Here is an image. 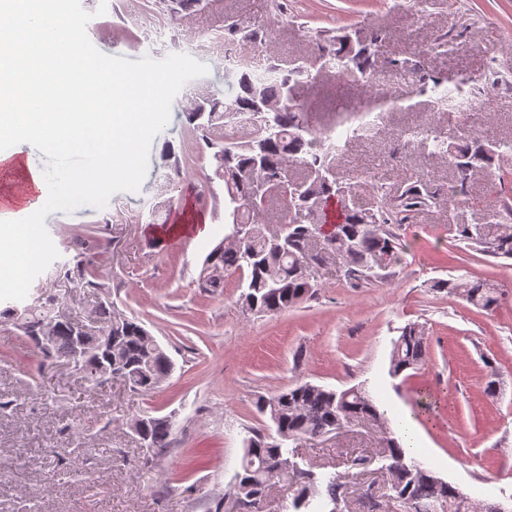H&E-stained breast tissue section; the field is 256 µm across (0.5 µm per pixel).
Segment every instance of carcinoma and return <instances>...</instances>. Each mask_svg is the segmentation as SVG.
<instances>
[{"label": "carcinoma", "instance_id": "cac0c4a2", "mask_svg": "<svg viewBox=\"0 0 512 512\" xmlns=\"http://www.w3.org/2000/svg\"><path fill=\"white\" fill-rule=\"evenodd\" d=\"M224 33L240 47L256 48L258 32L238 21L224 20ZM386 31L324 29L316 32L313 56L283 69L276 63L246 66L236 74L240 92L230 101L204 98L197 106L208 120L189 113L192 132L212 150L214 177L224 182V215L244 233L234 242L216 245L203 261L199 281L204 288L224 287L229 273L239 275L243 288L237 304L244 313H279L312 297L331 266L358 286L383 278L401 265L407 246L395 227L412 222L433 207L457 206L472 176L483 175L491 185L512 179V139L496 140L459 126L444 135L430 125L400 130L399 139L427 155L448 162V183L433 188L417 180L404 181L396 190L381 182L373 171H362L355 179L336 176V158L354 139L369 136L375 123L355 126L350 119L330 123L318 131L299 90L315 79L313 72L334 79L355 78L369 82L377 67L378 52ZM384 66L394 73H411L420 83V93L433 98L442 110L465 116L486 87L468 78L454 86L441 76L425 71L420 62L388 58ZM265 103L278 106L267 135L253 136L251 120ZM263 178L266 191L253 194L254 181ZM331 200L341 211L336 234L319 240L325 208ZM280 226L276 241L270 225ZM465 247L495 259H512V204L487 209L472 221L450 229ZM434 288L475 308L491 310L500 301L499 288L488 280L455 278L437 281ZM64 303L56 294H40L23 307L20 328L46 361H66L74 347L71 326L62 316ZM102 333L89 336L85 349L89 360L76 365L92 388L108 382L105 372L120 371L133 391L150 392L172 371V361L154 336L134 319L100 305L96 311ZM49 336V347L42 345ZM427 344L416 323L401 329L390 357L394 377L420 368ZM258 412L269 415L275 434L252 431L246 440L240 469L233 484L240 512H256L270 488L292 478L298 485L294 512H309L314 501L320 512H343L346 477L325 476L300 468L291 459L288 442L324 435L350 420L362 419L383 429V458L392 476V498L411 503L437 505L440 512H474L458 487L437 477L433 470L410 456L388 426L370 392L363 385L335 390L310 382L257 402ZM130 429L146 442L151 464L170 447V423L165 418L139 416Z\"/></svg>", "mask_w": 512, "mask_h": 512}]
</instances>
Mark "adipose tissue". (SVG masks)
I'll return each mask as SVG.
<instances>
[{
    "label": "adipose tissue",
    "instance_id": "adipose-tissue-1",
    "mask_svg": "<svg viewBox=\"0 0 512 512\" xmlns=\"http://www.w3.org/2000/svg\"><path fill=\"white\" fill-rule=\"evenodd\" d=\"M0 9L12 18L10 50L0 54V134L18 144L15 156H0L7 174L0 182V288H20L44 243L7 213L37 212L60 195H81L92 182L91 175L69 171L47 176L31 163L26 145L56 157L92 153L101 174L134 179L138 147L162 99L155 78L89 72L73 48L81 26L60 12L58 0H0Z\"/></svg>",
    "mask_w": 512,
    "mask_h": 512
}]
</instances>
